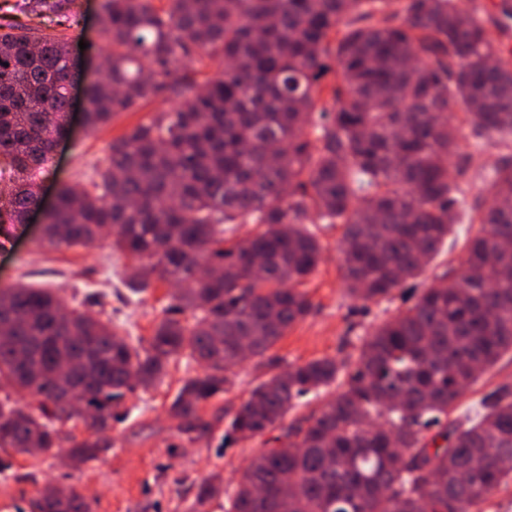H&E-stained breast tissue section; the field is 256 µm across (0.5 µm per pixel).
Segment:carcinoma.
Returning <instances> with one entry per match:
<instances>
[{
  "instance_id": "cac0c4a2",
  "label": "carcinoma",
  "mask_w": 512,
  "mask_h": 512,
  "mask_svg": "<svg viewBox=\"0 0 512 512\" xmlns=\"http://www.w3.org/2000/svg\"><path fill=\"white\" fill-rule=\"evenodd\" d=\"M74 6L27 2L37 17ZM481 12L459 0H398L395 10L390 0H102L109 48L86 89V131L164 93L179 105L113 139L87 183L60 186L38 244L110 238L139 268L132 290L155 279L175 291L142 346L49 288L0 289V382L11 387L0 396V471L65 442L77 466L112 451L126 393L155 386L184 355L204 371L169 413L186 433L207 428L200 411L232 385L243 349L263 356L313 307L305 286L322 246L307 225H343L349 294L381 302L426 270L467 210L479 228L459 266L375 328L352 365L315 359L251 390L224 439L281 433L233 489L202 481L185 512L221 495L224 512H483L512 478V385L484 395L474 417L450 415L512 352V166L480 175L484 210L468 208L470 185L448 177L464 128L475 140L512 137V55ZM186 59H220L224 70L200 81L180 72ZM74 69L68 41L0 31V156L16 180L0 224L24 223L39 203L37 179L69 130ZM455 106L460 124L448 116ZM240 224L253 229L235 238ZM342 371V390L307 423L282 426ZM27 506L89 512L52 486Z\"/></svg>"
}]
</instances>
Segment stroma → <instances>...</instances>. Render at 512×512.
I'll return each mask as SVG.
<instances>
[{"label": "stroma", "mask_w": 512, "mask_h": 512, "mask_svg": "<svg viewBox=\"0 0 512 512\" xmlns=\"http://www.w3.org/2000/svg\"><path fill=\"white\" fill-rule=\"evenodd\" d=\"M100 0H77L68 26H58L54 16L37 18L23 7V0H0V24L35 27L44 34L61 35L72 43H84L79 58L103 51L107 42L98 24ZM93 70L78 76L73 91L72 132L61 142L49 174L42 180L44 200H52L57 184H73L103 167L112 139L132 126L149 120L155 112L171 109L176 101L160 95L132 112L111 119L101 131L90 134L82 125L83 89L94 80ZM511 163L512 145H474L462 140L449 158L452 176L470 179L483 168ZM10 239L0 248V289L24 282L34 288L55 291L66 305L98 292L102 305L90 306L91 315L105 312L129 341L148 338L164 316L171 289L156 282L144 294L131 295L125 286L133 273L131 261L104 245L40 250L39 218L9 225ZM316 234L323 260L306 285L312 299L310 314L291 327L263 357L245 359L233 370V385L210 400L202 415L211 428L185 435L168 407L183 380L200 374L201 364L183 358L172 364L162 382L149 390L127 395L124 417L113 423L115 446L107 456L81 467L67 459V451L53 458L15 457L10 470L0 473V512H16L37 490L54 484L83 495L90 512H183L202 479L220 474L225 487H234L243 467L262 446L261 440L225 442L224 431L242 401L260 382L288 366L329 357L355 359L366 335L405 307L404 295L389 302L362 304L348 294L342 278L341 238L338 224L319 225ZM503 383L512 384V354H505L480 382L463 395L458 414H472L482 396Z\"/></svg>", "instance_id": "obj_1"}]
</instances>
